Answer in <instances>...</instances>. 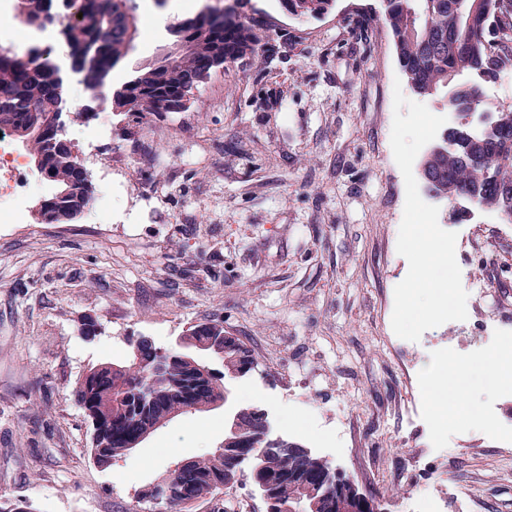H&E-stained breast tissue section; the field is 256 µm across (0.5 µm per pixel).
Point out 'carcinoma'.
Wrapping results in <instances>:
<instances>
[{"label":"carcinoma","instance_id":"carcinoma-1","mask_svg":"<svg viewBox=\"0 0 512 512\" xmlns=\"http://www.w3.org/2000/svg\"><path fill=\"white\" fill-rule=\"evenodd\" d=\"M18 15H26L25 22L37 20L36 5L45 0H17ZM235 11L224 15V26L209 27L196 15L174 25V36L195 44V50L181 60L157 83L153 66L137 67L128 79L114 86L112 73L134 49L139 26H131L127 16L136 12L135 0H86L82 18L71 26L68 45L71 57L85 75V86L110 91L112 110L129 112L136 116H159L184 92L182 75L200 85L211 76L213 68L207 64L216 52L224 53L230 62L258 50L269 42L260 35L262 27L236 18L244 8V0H234ZM477 0V7L463 18L457 17L458 0H423L424 10L416 12L415 0H386L380 20L390 32L396 46L401 70L410 89L419 97L434 96L448 88L454 80L467 86L465 96L473 102L476 111L488 109L482 101L483 86L512 68V0ZM288 13L297 17H317L328 12L333 0H280ZM58 76L48 61L33 58L25 65L0 50V86L10 88L14 97L5 118L0 119V133L7 132L23 144L31 161H40L47 169L53 184L64 196L54 201L59 221L72 220L92 199L91 179L82 175L72 152L50 144L48 133L33 135L32 113L26 107L30 97L41 99L47 109L58 106L56 93ZM424 166L434 183L424 186L426 193L453 204L470 197L478 199L484 208L499 213L504 211V188H512V110H499L495 126L486 134L476 135L472 127L460 121L445 128ZM457 141L458 149H473L479 161L464 164L458 149L448 148L445 140ZM207 336L214 340L219 351L211 359L220 362L224 371L203 374L198 366L208 365L201 359L190 363L175 359L167 365L166 377L156 381L157 412L200 408L211 398L221 394L231 380L246 377L252 372L256 359L251 349L236 336H229L219 321L199 322L189 328L185 338ZM149 380L140 364L125 360V369L119 376H103L91 368L73 390L75 402L91 422L97 423L98 446L107 448L99 460L105 469L112 460L125 455L121 439L113 432V424L132 419L136 412L135 390ZM237 420L236 436L244 446L251 445L265 432L268 416L265 409L242 406L229 420ZM252 468L262 472L294 474L311 478L300 486L286 478L274 487L271 496L272 512L282 510L301 498L307 502L319 496L336 492L331 480L334 468L312 455L304 445L289 442L276 451L266 450L252 457ZM241 471L225 454L210 451L192 457L189 469L177 475L168 486L170 509H180L178 489L184 483L194 484L197 499H205L218 489L216 483L230 486L238 481Z\"/></svg>","mask_w":512,"mask_h":512}]
</instances>
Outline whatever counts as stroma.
Returning a JSON list of instances; mask_svg holds the SVG:
<instances>
[{
    "mask_svg": "<svg viewBox=\"0 0 512 512\" xmlns=\"http://www.w3.org/2000/svg\"><path fill=\"white\" fill-rule=\"evenodd\" d=\"M278 35V56L216 70L186 111L155 117L99 111L107 148L123 159L111 190L82 125L65 137L105 210L66 224H0V512H157L135 489L173 462L213 450L229 413L257 393L273 436L303 408L330 437L312 451L343 469L385 512H512V453L457 447L458 424L433 448L403 409L402 385L447 348L448 327L408 344L393 331L394 288L408 272L396 248L405 183L390 143L393 89L402 77L378 0H335L299 19L278 0H250ZM154 33L137 39L129 69L155 59L175 16L138 0ZM276 94L268 112L259 90ZM474 224L502 234L489 248L456 249L464 289L485 282L490 308L459 322L461 345L512 339V221L480 210ZM95 337L82 336L85 320ZM222 321L258 366L234 381L223 410L183 416L143 448L98 468L91 426L72 392L87 370L123 360L132 337L170 346L200 321Z\"/></svg>",
    "mask_w": 512,
    "mask_h": 512,
    "instance_id": "obj_1",
    "label": "stroma"
}]
</instances>
